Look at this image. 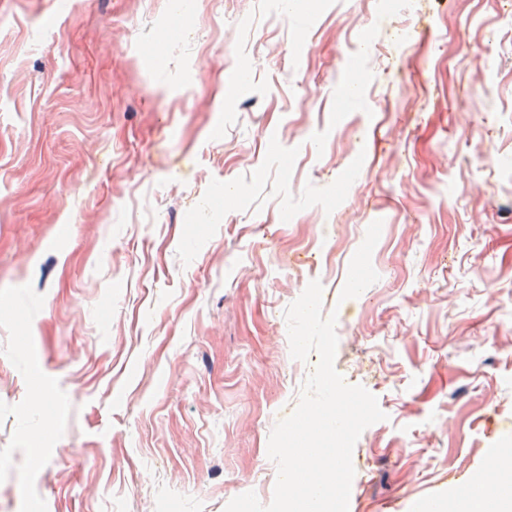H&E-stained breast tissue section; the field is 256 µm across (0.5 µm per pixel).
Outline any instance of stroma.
<instances>
[{
    "mask_svg": "<svg viewBox=\"0 0 512 512\" xmlns=\"http://www.w3.org/2000/svg\"><path fill=\"white\" fill-rule=\"evenodd\" d=\"M314 279L349 512L512 451V0H0V512L269 504Z\"/></svg>",
    "mask_w": 512,
    "mask_h": 512,
    "instance_id": "1",
    "label": "stroma"
}]
</instances>
